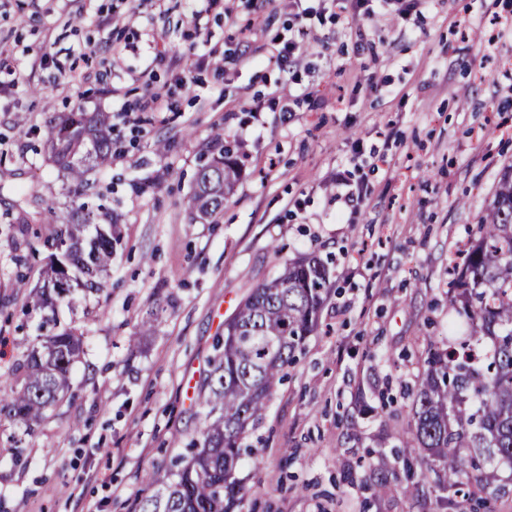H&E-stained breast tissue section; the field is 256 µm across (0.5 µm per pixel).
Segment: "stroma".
<instances>
[{
  "instance_id": "obj_1",
  "label": "stroma",
  "mask_w": 512,
  "mask_h": 512,
  "mask_svg": "<svg viewBox=\"0 0 512 512\" xmlns=\"http://www.w3.org/2000/svg\"><path fill=\"white\" fill-rule=\"evenodd\" d=\"M194 8L0 0V377L31 341L12 258L31 256L37 284L40 238L80 199L44 150L72 108L112 116L116 152L90 177L123 235L106 292L61 314L83 351L71 396L23 437L25 464L0 427V512H135L144 474L165 476L204 426L214 336L302 253L330 260L338 292L255 431L243 512H464L406 495L392 447L418 352L457 318L448 258L512 169V0H428L406 18L384 0L369 15L325 0L304 20L291 0H220L199 23ZM299 27L291 73L272 41ZM274 95L287 111L247 112ZM217 127L243 169L211 222L188 199ZM340 172L365 194L357 214L336 199ZM152 311L155 334L138 336Z\"/></svg>"
}]
</instances>
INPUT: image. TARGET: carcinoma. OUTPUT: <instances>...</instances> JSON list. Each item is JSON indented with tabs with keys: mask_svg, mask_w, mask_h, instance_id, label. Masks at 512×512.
Listing matches in <instances>:
<instances>
[{
	"mask_svg": "<svg viewBox=\"0 0 512 512\" xmlns=\"http://www.w3.org/2000/svg\"><path fill=\"white\" fill-rule=\"evenodd\" d=\"M49 158L84 191L65 223L41 239L48 267L42 287L25 299L28 316L38 317L35 337L15 372L21 386L0 380V419L31 436L49 409L72 394L81 335L59 314L74 311L78 299L100 295V274L121 244L112 209L87 174L112 162V116L91 117L78 109L51 123ZM239 167L224 133L212 135L199 165L190 205L199 218L224 212L225 189ZM448 302L471 323L466 336L429 344L412 392L411 435L400 436V453L414 480L406 494L423 487L463 496L468 512H498L509 494L486 462L512 468V172L504 173L495 198L469 240L460 264L449 270ZM333 291L329 267L313 255L285 262L274 278L258 284L224 322L197 404L205 410L201 437L175 462L165 479L145 476L151 494L140 512H241L252 493L239 471L254 455L250 438L287 369L319 325Z\"/></svg>",
	"mask_w": 512,
	"mask_h": 512,
	"instance_id": "1",
	"label": "carcinoma"
}]
</instances>
